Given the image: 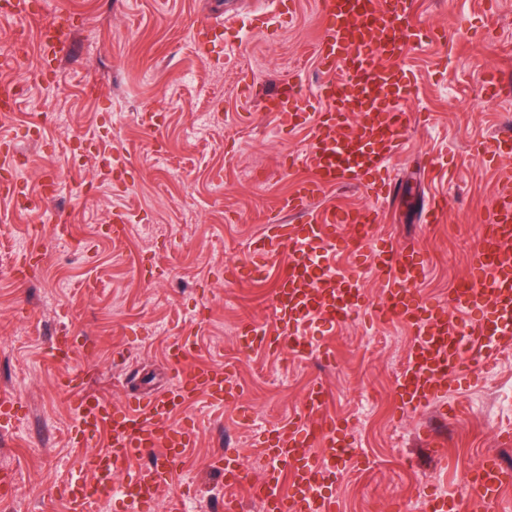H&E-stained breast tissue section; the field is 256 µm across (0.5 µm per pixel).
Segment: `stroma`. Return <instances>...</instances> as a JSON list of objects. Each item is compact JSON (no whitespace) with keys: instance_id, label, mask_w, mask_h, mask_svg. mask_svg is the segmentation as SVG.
I'll return each mask as SVG.
<instances>
[{"instance_id":"stroma-1","label":"stroma","mask_w":512,"mask_h":512,"mask_svg":"<svg viewBox=\"0 0 512 512\" xmlns=\"http://www.w3.org/2000/svg\"><path fill=\"white\" fill-rule=\"evenodd\" d=\"M30 2V16L0 13V50L11 52L0 62V82L20 87L16 112L0 115V149L11 143L30 157L29 196L43 197L52 180L59 189L40 213L0 196V393L19 398L18 420L0 429V474L26 494L25 504L7 505L0 488V512H70L64 483L85 475L86 456L99 449L72 444L60 374L76 375L82 393L121 407L166 387L168 347L184 338L196 361L230 363L243 394L222 408L201 400L188 409L197 439L153 512L177 498L186 512H216L229 493L256 512L249 483L226 488L215 459L238 452L248 475L257 474L258 425L286 422L317 382L327 391L326 411L347 422L362 460L345 465L333 486L339 512H414L418 495L457 493L483 457L512 454L498 437L512 427V343L470 386L452 388L449 399L463 413L449 421L441 457L428 455L421 440L434 409L397 407L407 328L359 315L314 322L309 334L333 348L328 359L239 346L242 323H272L273 292L288 260L260 282L232 281L225 270L247 259L277 199L312 175L298 160L308 129L283 124L263 102L293 80L303 88L298 106L312 110L313 91L326 79L316 55L320 0H293L283 25L275 21L277 0ZM407 7L436 39L403 60L409 121L390 164L397 197L383 206L378 232L424 253L420 290L444 301L466 277L469 241L494 203L500 161L492 146L512 130V0H407ZM63 11L72 42L55 73L38 79L36 32ZM205 24L208 41L195 43L194 27ZM487 72L496 76L490 91L482 83ZM107 122L112 132L97 151L124 157L121 192L99 165L68 160L71 137ZM288 157L297 161L289 173ZM439 194L448 197L447 215L426 225L422 203ZM116 206L135 216L119 241L102 231ZM62 212L77 250L47 235L48 221ZM36 235L44 257L17 282L9 271L18 248ZM62 330L85 345L66 366L47 355Z\"/></svg>"}]
</instances>
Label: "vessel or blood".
<instances>
[{
  "label": "vessel or blood",
  "instance_id": "obj_1",
  "mask_svg": "<svg viewBox=\"0 0 512 512\" xmlns=\"http://www.w3.org/2000/svg\"><path fill=\"white\" fill-rule=\"evenodd\" d=\"M322 6L317 59L331 78L315 90L320 111L293 109L294 85L289 81L265 102L266 110L283 123L309 127L305 160L313 171L310 180L278 199L276 216L265 224L243 270L258 274L276 257L287 256L272 300L276 330L248 323L241 334L259 347L311 356L317 351L305 333L311 319L333 322L364 310L372 320L401 323L413 340L396 381L400 411L410 414L435 406L441 416H452L457 408L446 402L450 386L467 379L494 357L500 343L512 339V167L503 164L495 201L474 235L468 280L445 304L419 294L417 286L427 275L424 254L381 237L376 226L381 204L394 191L387 173L408 122L403 102L409 84L399 63L427 34L405 11L403 0H322ZM68 42L66 28L49 25L39 31L40 47L58 52ZM355 114L360 117L356 124L351 121ZM343 186L364 188L372 205L342 212L316 208L320 194ZM284 214L296 216V223L281 222ZM338 250L367 252L383 291L376 305H368L359 275L311 266L312 255ZM452 309L466 314L465 323L449 321ZM78 350L72 337L59 334L52 338L48 355L66 364ZM192 353L188 344H172L169 385L123 409L95 395L73 398L75 444L105 432L110 445L86 458L87 477L65 482L71 512H91L108 496L120 502L121 512H149L173 464L197 436L196 422L175 423L176 414L202 398L219 407L240 399L241 387L229 366L192 363ZM325 405L322 385H313L300 413L286 424L262 430L254 453L271 468L255 495L265 512H336L331 488L353 444L347 426L325 415ZM146 455L150 465L115 482L116 468ZM217 465L225 485L242 480L239 454L225 453ZM465 485L494 503L512 485V470L488 456L469 472ZM422 503L425 512H460L455 496L430 494Z\"/></svg>",
  "mask_w": 512,
  "mask_h": 512
}]
</instances>
